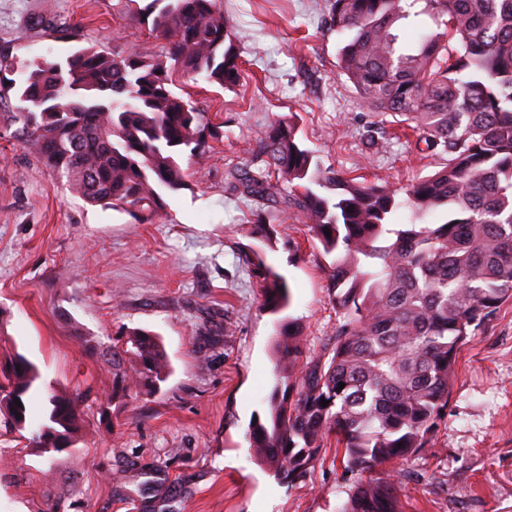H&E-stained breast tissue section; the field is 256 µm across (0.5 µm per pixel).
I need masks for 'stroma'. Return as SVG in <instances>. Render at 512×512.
<instances>
[{"label":"stroma","instance_id":"stroma-1","mask_svg":"<svg viewBox=\"0 0 512 512\" xmlns=\"http://www.w3.org/2000/svg\"><path fill=\"white\" fill-rule=\"evenodd\" d=\"M150 0H0V49L65 60L91 44L159 57L143 21ZM243 61L239 86L177 78L204 114L205 145L182 153L189 189L170 220L142 224L87 205L16 137L15 96L0 98V363L34 362L39 389L86 394L72 448L44 453L0 428V512H339L358 474L328 439L304 481L266 470L246 433L266 416L278 320L303 334L302 360L336 328L330 262L304 223L278 225L264 258L291 303L263 310L260 281L239 258L258 245L256 206L233 188L257 135L294 121L322 167L406 188L442 166L415 140L372 143L378 117L339 74L343 35L328 0H221ZM157 333L172 373L156 394L112 390L113 345ZM404 512H512V301L456 358L448 408L430 443L377 469Z\"/></svg>","mask_w":512,"mask_h":512}]
</instances>
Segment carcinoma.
<instances>
[{"instance_id":"carcinoma-1","label":"carcinoma","mask_w":512,"mask_h":512,"mask_svg":"<svg viewBox=\"0 0 512 512\" xmlns=\"http://www.w3.org/2000/svg\"><path fill=\"white\" fill-rule=\"evenodd\" d=\"M154 2L144 20L165 42L163 57L95 45L64 61L0 52V93L16 91L18 135L77 197L165 223V196L189 186L176 152L200 149L205 130L203 114L173 91L174 77L231 87L241 79V61L219 0ZM328 2L330 27L349 34L340 74L369 109L418 133L444 163L413 181L400 201L389 186L322 168L297 125L278 122L259 133L255 160L234 176L241 196L258 204L254 232L263 246L241 249L240 260L262 279L263 309L278 314L291 303L287 281L263 258L275 223L300 213L334 256L335 334L301 365L299 326H280L268 417L249 429L256 456L288 485L314 468L332 434L347 468L360 474L425 447L448 406L458 352L512 299V0ZM419 16L434 28L406 49L397 26ZM402 204L411 222L389 223ZM441 207L444 222L424 223ZM16 365L20 370L5 371ZM169 373L148 330H133L112 347L114 391H156ZM39 378L22 354L1 363L0 389L14 387L22 406H0V416L4 428L29 432V443L47 453V429L75 440L82 395L47 393L41 422L29 429ZM341 512L403 510L395 486L376 478L357 481Z\"/></svg>"}]
</instances>
